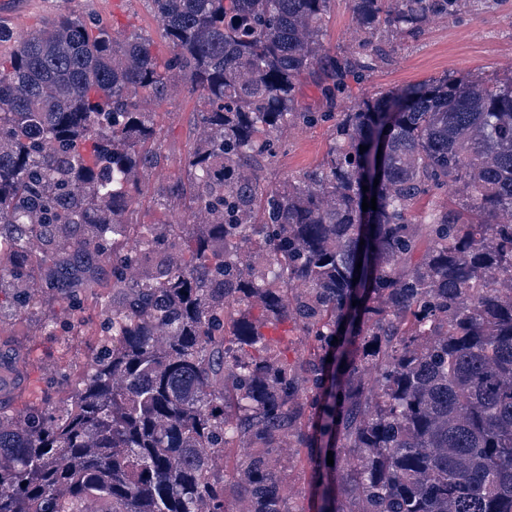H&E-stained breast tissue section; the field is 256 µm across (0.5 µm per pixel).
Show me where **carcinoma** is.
Wrapping results in <instances>:
<instances>
[{
  "label": "carcinoma",
  "mask_w": 512,
  "mask_h": 512,
  "mask_svg": "<svg viewBox=\"0 0 512 512\" xmlns=\"http://www.w3.org/2000/svg\"><path fill=\"white\" fill-rule=\"evenodd\" d=\"M150 2L164 61L75 9L0 55V289L16 311L40 302L34 282L111 305L58 415L20 428L0 407V512H226L228 485L245 512H289L286 434L308 448L317 512H512V77L364 100L317 168L260 186L276 132L335 113L378 33L469 0H351L342 57L322 44L333 0ZM307 78L321 112L299 104ZM179 82L202 141L161 198L201 225L159 236L123 216L160 160L143 104ZM256 301L303 324L304 361L262 341Z\"/></svg>",
  "instance_id": "cac0c4a2"
}]
</instances>
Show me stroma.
<instances>
[{"instance_id": "35a3bbf8", "label": "stroma", "mask_w": 512, "mask_h": 512, "mask_svg": "<svg viewBox=\"0 0 512 512\" xmlns=\"http://www.w3.org/2000/svg\"><path fill=\"white\" fill-rule=\"evenodd\" d=\"M82 11L98 16L115 36L132 33L150 36L159 58L170 55L148 0H78ZM68 0H25L19 13L0 16V27L22 36L45 18L63 12ZM353 34L348 0H333L323 30L326 49L344 53ZM385 50L367 81L353 84L349 101H358L379 92L420 83L446 74L464 77L503 78L512 75V0H471L460 18L437 19L420 34L401 39H381ZM160 130L161 161L140 173L141 196L125 220L152 225L166 232L172 224H190L183 202H158L159 189L184 172V160L198 141L196 96L178 92L162 100L147 102ZM331 126L296 125L281 130L282 148L261 171L265 187L278 186L315 168L324 158L330 142ZM107 305L86 301L83 309L53 298H43L39 307L22 314L0 316V336L8 337L9 349L23 356L24 385L12 406L15 416L53 404L59 391L70 388L76 369L88 365L94 341L82 335L79 323L99 324ZM53 320V332L44 323ZM296 439H286L278 452L285 472L290 512H315L318 488L304 457L296 454Z\"/></svg>"}]
</instances>
